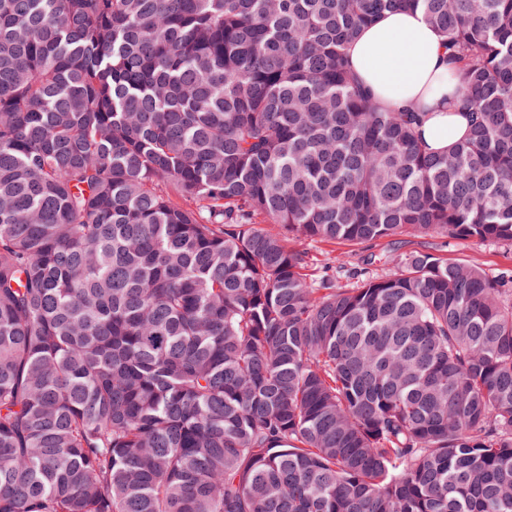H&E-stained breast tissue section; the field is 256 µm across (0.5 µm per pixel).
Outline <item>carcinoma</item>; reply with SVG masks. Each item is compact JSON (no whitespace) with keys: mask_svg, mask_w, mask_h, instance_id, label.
<instances>
[{"mask_svg":"<svg viewBox=\"0 0 512 512\" xmlns=\"http://www.w3.org/2000/svg\"><path fill=\"white\" fill-rule=\"evenodd\" d=\"M394 9L442 154L348 65ZM403 233L512 245V0H0V512H512V281L292 246ZM347 55L351 71L382 108L419 107V132L427 150L448 151L467 136V114L447 97L452 78L448 52L421 12L380 15L349 44Z\"/></svg>","mask_w":512,"mask_h":512,"instance_id":"obj_1","label":"carcinoma"}]
</instances>
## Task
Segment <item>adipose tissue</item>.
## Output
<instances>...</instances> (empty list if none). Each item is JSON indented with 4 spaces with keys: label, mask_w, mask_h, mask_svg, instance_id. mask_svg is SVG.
Returning a JSON list of instances; mask_svg holds the SVG:
<instances>
[{
    "label": "adipose tissue",
    "mask_w": 512,
    "mask_h": 512,
    "mask_svg": "<svg viewBox=\"0 0 512 512\" xmlns=\"http://www.w3.org/2000/svg\"><path fill=\"white\" fill-rule=\"evenodd\" d=\"M347 55L353 74L382 108L419 107L427 150L442 152L466 137L468 117L448 100V53L421 12L380 15L349 44Z\"/></svg>",
    "instance_id": "ef3b65f1"
}]
</instances>
